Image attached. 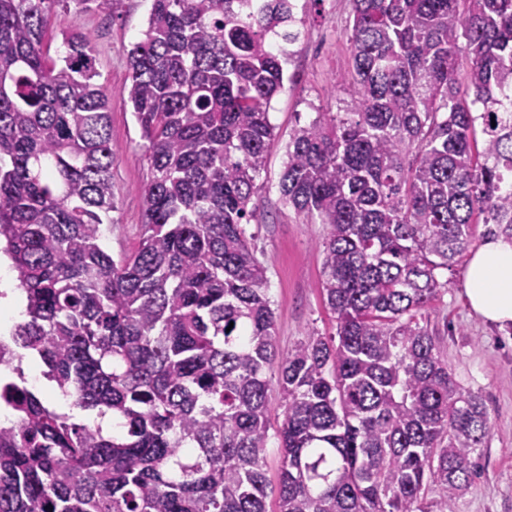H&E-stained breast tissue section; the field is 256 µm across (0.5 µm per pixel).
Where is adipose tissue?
Returning a JSON list of instances; mask_svg holds the SVG:
<instances>
[{"mask_svg":"<svg viewBox=\"0 0 512 512\" xmlns=\"http://www.w3.org/2000/svg\"><path fill=\"white\" fill-rule=\"evenodd\" d=\"M464 293L486 323L502 330L512 326V240L489 238L471 253Z\"/></svg>","mask_w":512,"mask_h":512,"instance_id":"1","label":"adipose tissue"}]
</instances>
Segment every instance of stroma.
<instances>
[{
  "instance_id": "obj_1",
  "label": "stroma",
  "mask_w": 512,
  "mask_h": 512,
  "mask_svg": "<svg viewBox=\"0 0 512 512\" xmlns=\"http://www.w3.org/2000/svg\"><path fill=\"white\" fill-rule=\"evenodd\" d=\"M301 39L288 65L291 77L272 101L270 120L276 140L257 185L258 210L249 230L258 259L267 269L275 311L276 344L288 353L309 330L326 337L336 322L322 295L324 225L303 222L285 205L279 178L285 146L293 129L320 112L343 109L337 80L351 66L347 41L349 0H299ZM150 0H115L111 13L94 4L55 9L48 21L43 49L61 51L62 30L76 26L90 35L96 81L109 95L112 132V186L116 211L108 247L113 258L134 251L143 222L142 187L146 169L140 131L122 89L128 82L126 52L147 29ZM465 257L447 273L448 288L423 310L422 323L439 336L440 352L462 388L481 397L491 426L482 451L480 472L452 504L453 512H512V329L498 331L472 316L463 296Z\"/></svg>"
}]
</instances>
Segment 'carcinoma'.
Wrapping results in <instances>:
<instances>
[{
    "label": "carcinoma",
    "instance_id": "cac0c4a2",
    "mask_svg": "<svg viewBox=\"0 0 512 512\" xmlns=\"http://www.w3.org/2000/svg\"><path fill=\"white\" fill-rule=\"evenodd\" d=\"M63 0H0V253L25 320L0 342L68 401L0 381V512H452L489 436L418 314L473 225L512 239V0H350L346 112L289 136L284 203L322 224L338 341L283 355L248 225L300 40L289 0H151L124 88L143 233L114 260L109 97ZM470 59L465 81L457 61ZM481 145L472 136L476 126ZM119 419L120 433L72 410ZM271 378V389L269 391L270 400V423L271 428L269 434L271 436L267 448V476L270 486L267 490L268 497L266 499V508L269 512H277V481L280 468V458L277 439L274 437L275 430L281 425L283 420L282 394L277 385V373L275 371L268 372Z\"/></svg>",
    "mask_w": 512,
    "mask_h": 512
}]
</instances>
